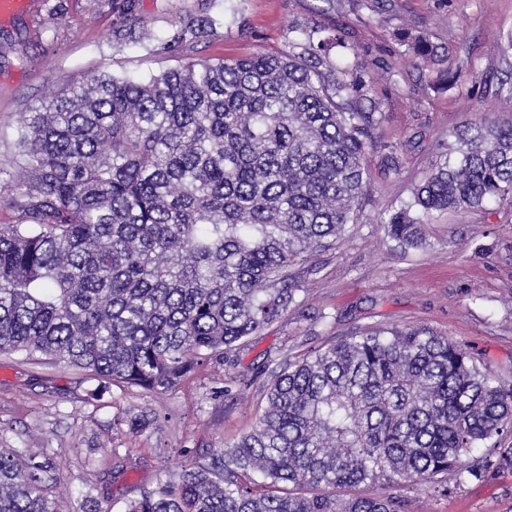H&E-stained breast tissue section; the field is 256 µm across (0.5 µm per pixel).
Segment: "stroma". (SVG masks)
I'll list each match as a JSON object with an SVG mask.
<instances>
[{"label": "stroma", "mask_w": 512, "mask_h": 512, "mask_svg": "<svg viewBox=\"0 0 512 512\" xmlns=\"http://www.w3.org/2000/svg\"><path fill=\"white\" fill-rule=\"evenodd\" d=\"M29 0L19 13L0 15V165L12 158L22 112L51 90L94 71L146 75L170 66L154 40L183 17H213L216 27L194 57L239 59L280 48L291 28L313 22L346 32L375 70L372 95L379 141L399 144V172L382 152L368 158V190L359 223L319 252L295 306L224 359H210L172 389L110 386L87 402L94 380L50 360L0 353V453L25 448L54 459L61 512H81L92 491L106 512H123L142 489L178 482L186 457L206 463L212 453L255 427L274 371L306 352L373 326L424 327L464 345L512 383V206L433 213L425 244L404 249L379 222L412 198L436 163L437 145L468 120H512L500 96L512 74L503 38L512 32V0H139L145 26L116 34L112 0ZM425 33L448 49L461 80L434 88L413 66L395 31ZM141 417L142 429L130 420ZM124 466L114 482L106 471ZM389 494L411 512H512V471L462 478L448 494L396 482Z\"/></svg>", "instance_id": "obj_1"}]
</instances>
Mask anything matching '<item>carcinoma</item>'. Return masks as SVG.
<instances>
[{"label": "carcinoma", "mask_w": 512, "mask_h": 512, "mask_svg": "<svg viewBox=\"0 0 512 512\" xmlns=\"http://www.w3.org/2000/svg\"><path fill=\"white\" fill-rule=\"evenodd\" d=\"M116 26L142 23L118 0ZM211 18H181L145 80L99 73L22 113L0 167V352L45 356L98 385L170 389L199 360L258 335L296 302L303 264L359 220L375 113L366 61L337 64L336 29L241 59L189 54ZM457 85L429 38L394 34ZM387 237L424 244L434 212L512 203V121H469ZM512 385L424 328L376 326L288 363L255 428L124 512H407L380 491L512 470ZM484 461L471 464L473 449ZM45 453L0 454V512H58Z\"/></svg>", "instance_id": "obj_1"}]
</instances>
